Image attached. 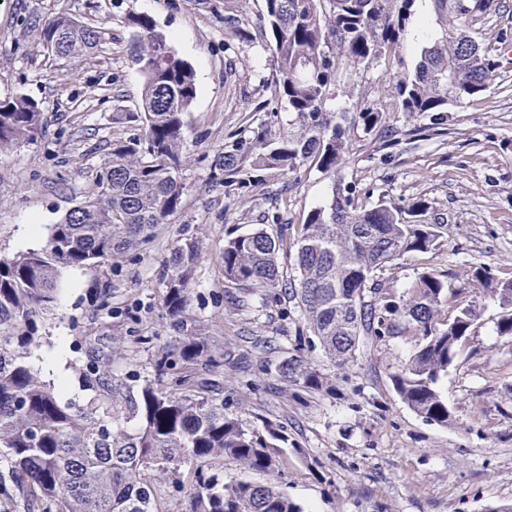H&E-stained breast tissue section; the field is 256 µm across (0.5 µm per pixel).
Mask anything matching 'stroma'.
<instances>
[{
	"label": "stroma",
	"instance_id": "stroma-1",
	"mask_svg": "<svg viewBox=\"0 0 512 512\" xmlns=\"http://www.w3.org/2000/svg\"><path fill=\"white\" fill-rule=\"evenodd\" d=\"M62 10L109 30L86 61L48 57L39 39L41 24ZM133 12L150 15L194 72L182 207L155 241L106 267L62 268L57 300L38 320L30 366L41 370L44 356L59 354L70 383L59 394L64 403H100L96 371L106 364L120 395L156 382L157 356L179 338L164 305V272L174 246L192 239L200 258L185 316L202 333L206 356L220 358L223 368L213 371L200 358L183 372L194 395L223 401L226 416L283 432L286 489L304 512H487L512 503V336L497 332V301L486 300L465 350L439 383L451 412L440 426L415 414L393 388L391 373L413 351L408 337L367 340L353 362L336 366L309 336L296 300L227 285L222 267L227 237L289 223L279 262L296 283L295 227L341 183L370 205L427 203L438 244L390 264L383 277L396 292L424 271L468 291L480 266L494 281L512 279V39L498 37L512 32V0L473 22L495 76L477 99L451 105L440 129L394 108L400 78L441 34L431 0H410L395 57L343 75L326 102L327 111L351 116L372 103L380 125L367 132L347 124L348 153L336 171L309 163L267 174L245 194L213 181L214 159L254 128L286 126L288 114L270 87L269 53L227 34L224 0H0V97L25 94L41 103L44 117L36 141L0 154V259L43 249L50 227L92 189L109 142L138 134L121 118L137 111L143 87L135 42L122 23ZM422 18L429 25L420 31ZM396 128L407 137L393 143L388 133ZM34 220L42 231L30 238L25 227ZM297 354L329 389L279 376V364Z\"/></svg>",
	"mask_w": 512,
	"mask_h": 512
}]
</instances>
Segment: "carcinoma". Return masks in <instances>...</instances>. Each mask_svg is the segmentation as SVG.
<instances>
[{"label":"carcinoma","instance_id":"obj_1","mask_svg":"<svg viewBox=\"0 0 512 512\" xmlns=\"http://www.w3.org/2000/svg\"><path fill=\"white\" fill-rule=\"evenodd\" d=\"M409 0H264L257 30L273 61L274 97L292 119L279 133L259 127L251 138L227 146L213 179L238 190L262 182L267 172H294L311 161L338 168L347 150L346 127L325 105L345 68L376 64L392 52ZM442 37L423 47L414 70L398 86L397 106L443 124L448 106L479 97L494 72L489 51L472 36L471 23L497 14L502 0H433ZM124 25L136 43L143 77L141 106L124 120L141 134L114 140L95 171L94 189L53 225L46 248L0 261V512H164L145 472L170 476L168 494L192 489V512H303L285 488L284 454L259 429L224 415V405L147 384L138 397L87 407L62 404L33 371L27 350L36 318L56 301L60 269L101 268L112 257L152 241L157 228L181 206L185 162L184 115L196 97L192 68L153 19L128 14ZM224 28L250 42L249 24L224 11ZM54 57L76 63L103 43L99 27L73 24L58 12L41 27ZM371 131L381 113H357ZM39 102L25 94L0 98V152L37 139ZM423 201L400 208L381 201L363 205L352 187L334 189L330 203L308 213L296 240L298 301L309 331L326 356L348 364L364 337L378 340L409 331L414 350L391 374L398 396L428 422L448 424V403L438 382L448 373L481 313L485 295L497 298L496 324L512 335V280L464 299L432 272L421 273L401 294L385 286L392 261L436 246L434 228L422 222ZM275 237L264 229L224 242V281L265 292L285 287ZM200 255L195 241L177 245L165 276L164 304L185 336L196 335L184 313L189 280ZM204 351L192 339L159 358L158 380L184 386L180 368ZM281 377L307 389L324 378L300 356L278 366ZM140 419L130 431L122 416ZM229 459L242 476L225 483L202 464ZM198 466L183 474L185 463ZM260 474L265 480L256 481Z\"/></svg>","mask_w":512,"mask_h":512}]
</instances>
